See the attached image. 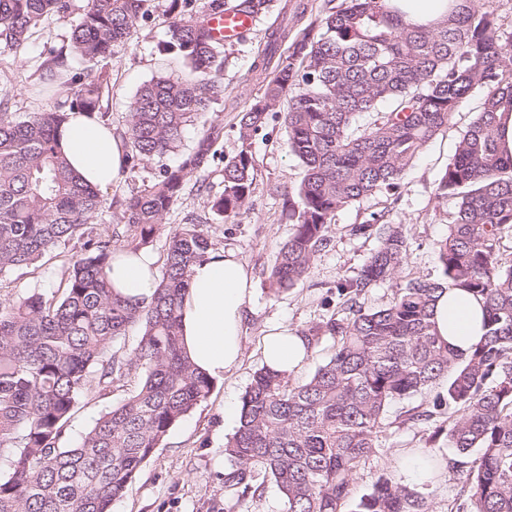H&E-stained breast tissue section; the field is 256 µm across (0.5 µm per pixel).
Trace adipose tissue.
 Listing matches in <instances>:
<instances>
[{"instance_id":"obj_1","label":"adipose tissue","mask_w":512,"mask_h":512,"mask_svg":"<svg viewBox=\"0 0 512 512\" xmlns=\"http://www.w3.org/2000/svg\"><path fill=\"white\" fill-rule=\"evenodd\" d=\"M60 138L68 162L84 180L100 189L115 182L122 167V148L110 127L74 112L62 126ZM156 274L157 259L144 249L117 250L108 271L113 288L133 301L150 300ZM252 289L248 265L234 252H209L191 268L182 335L193 363L209 378L223 379L242 359ZM434 320L439 335L462 350L482 334L481 303L465 293L442 294ZM262 354L267 367L288 374L304 364L310 350L297 328L281 326L267 332Z\"/></svg>"}]
</instances>
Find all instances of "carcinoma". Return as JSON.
<instances>
[{"label": "carcinoma", "mask_w": 512, "mask_h": 512, "mask_svg": "<svg viewBox=\"0 0 512 512\" xmlns=\"http://www.w3.org/2000/svg\"><path fill=\"white\" fill-rule=\"evenodd\" d=\"M147 0H0V48L26 47L52 16H74L69 47L40 65L49 85L79 84L23 118L8 111L14 88L0 89V277L84 240L58 290L0 301V512H112L171 428L211 391L212 381L181 344V306L190 267L214 248L200 225L170 234L156 288L146 302L114 292L107 269L112 235L94 232L99 190L71 170L59 128L69 112L104 116L112 74L101 68L77 82L74 64L95 67L123 47ZM272 0H167L165 50L187 70L159 76L136 92L119 130L123 168L135 171L178 151L184 131L224 93L223 44L207 26L212 13L269 12ZM440 21L419 24L395 0H341L303 30L286 59L288 23L268 33L252 71L263 94L239 113L241 149L224 160L221 194L210 212L231 218L252 206V138L288 99L283 124L303 178L285 194L295 226L270 267L278 295L310 273L328 244L336 212L379 191L397 192L404 172L467 100L475 117L460 133L439 179L440 197L458 200L448 235L437 243L440 276L412 279L387 305L367 309L369 288L395 278L410 244L400 224L372 212L350 233L375 236L379 247L353 277L336 281L346 316L308 328V344L336 339L330 358L305 381L267 367L254 372L241 398L238 427L224 443V512H246L266 483L281 512H435L432 501L394 475L350 503L358 471L378 448L389 408L416 395L423 403L406 421L443 418L430 440L460 456L476 453L463 492L469 512H512V263L500 242L512 234V158L498 148L497 112L512 111V29L479 0H447ZM376 114L363 125L361 114ZM224 137L213 122L194 150L161 168L154 182L125 198L120 222L135 251L162 228L187 180ZM457 290L480 298L484 334L467 351L440 341L431 321L437 295ZM137 344L117 346L129 328ZM136 376V387L67 445L63 437L90 383L106 391ZM444 388H439L442 380Z\"/></svg>", "instance_id": "cac0c4a2"}]
</instances>
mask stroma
Masks as SVG:
<instances>
[{
    "label": "stroma",
    "instance_id": "stroma-1",
    "mask_svg": "<svg viewBox=\"0 0 512 512\" xmlns=\"http://www.w3.org/2000/svg\"><path fill=\"white\" fill-rule=\"evenodd\" d=\"M300 4L306 8L302 19L306 25L318 21L331 8L330 0H273L269 13L257 21L245 42L225 45L224 93L188 126L179 148L180 153L191 152L204 128L213 122L223 123L224 139L216 145L205 172L210 190L200 192L196 181L188 180L179 201L165 217L164 232L146 245L147 250L164 256L168 232L201 216L205 219L203 230L216 249L233 250L247 263L254 288L245 323L242 361L223 379L213 381L208 397L172 427L164 447L155 451L125 495L113 504L112 512H224L223 448L226 437L234 431L233 426L224 422V405L229 401L240 402L254 372L262 367V345L268 328L287 324L304 330L338 312L334 288L337 279L356 275L378 246L376 238L352 236L351 225L363 222L370 213L385 210L393 223L403 226L410 241L409 257L396 280L380 283L366 292L365 307L383 306L392 299L397 285L416 278H433L440 272L436 244L448 232L456 201L438 197L436 185L455 153L462 130L474 116L478 105L474 99L459 112L454 126L440 132L406 171L399 193L383 191L337 212L329 243L316 254L308 277L279 296L268 295L265 280L280 248L294 232L293 225L282 214L283 195L300 182L303 173L288 147L281 117L270 118L252 141L254 184L250 210L228 220L210 213L206 199L223 190L224 160L241 148L237 114L263 92L250 66L264 48L269 29L276 26L278 14H294ZM166 5V0H149L148 15L139 22L127 47L103 62L112 74L108 122L113 130L123 128L129 105L143 83L160 75L176 78L186 74L180 61L163 49L169 22ZM71 24V17H53L38 28L26 48L0 49V82L15 86L17 95L11 109L17 115L52 106V98L33 90L37 67L49 50L68 46ZM174 161L170 155L137 171L120 173L116 183L103 190L104 205L96 225L111 226L114 246H125L131 238L127 226L118 221L124 198L147 188L161 164ZM80 252L81 245L75 241L64 253L47 256L42 266L24 268L0 278V300L57 289L71 257ZM134 386L130 379L114 386L108 394L89 389L69 422L67 437L78 439L102 412L121 402ZM420 403L416 397L390 408L379 438V450L357 475L352 500L369 493L379 477L403 474L404 461L423 451L440 460V474L431 482L411 480V487L429 494L435 512H459L468 460L456 455L446 443L429 442L426 425L404 423V411Z\"/></svg>",
    "mask_w": 512,
    "mask_h": 512
}]
</instances>
